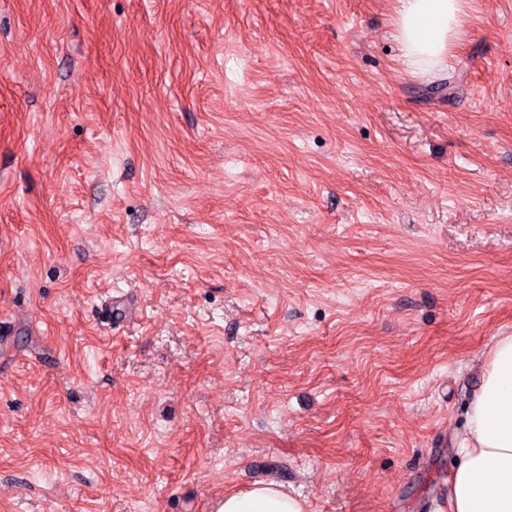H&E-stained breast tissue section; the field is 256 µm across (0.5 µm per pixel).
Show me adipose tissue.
I'll return each instance as SVG.
<instances>
[{
  "instance_id": "ef3b65f1",
  "label": "adipose tissue",
  "mask_w": 512,
  "mask_h": 512,
  "mask_svg": "<svg viewBox=\"0 0 512 512\" xmlns=\"http://www.w3.org/2000/svg\"><path fill=\"white\" fill-rule=\"evenodd\" d=\"M392 2L405 69L415 75L444 71L464 35L469 0ZM480 371L448 475V512H512V335L496 339ZM213 512H305V505L268 482L225 494Z\"/></svg>"
}]
</instances>
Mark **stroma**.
I'll return each mask as SVG.
<instances>
[{"instance_id": "1", "label": "stroma", "mask_w": 512, "mask_h": 512, "mask_svg": "<svg viewBox=\"0 0 512 512\" xmlns=\"http://www.w3.org/2000/svg\"><path fill=\"white\" fill-rule=\"evenodd\" d=\"M0 0V512H445L512 334V0ZM400 62L415 75L448 68L464 35L469 0H392ZM214 512H305L304 502L274 483L255 484L247 490L224 495Z\"/></svg>"}]
</instances>
